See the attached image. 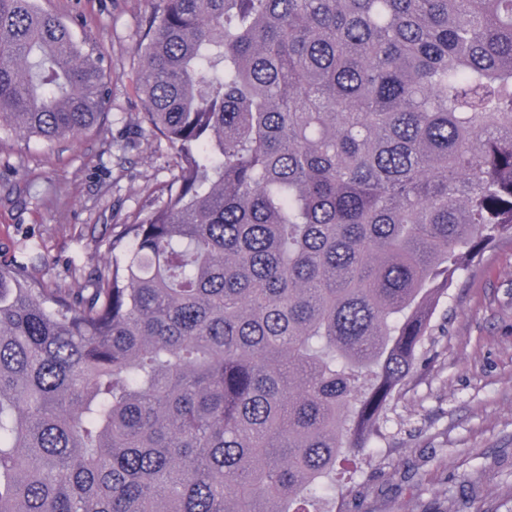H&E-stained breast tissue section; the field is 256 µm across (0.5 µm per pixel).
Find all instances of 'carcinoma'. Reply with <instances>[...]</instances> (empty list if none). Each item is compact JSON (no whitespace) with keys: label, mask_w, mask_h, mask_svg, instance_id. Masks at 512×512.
<instances>
[{"label":"carcinoma","mask_w":512,"mask_h":512,"mask_svg":"<svg viewBox=\"0 0 512 512\" xmlns=\"http://www.w3.org/2000/svg\"><path fill=\"white\" fill-rule=\"evenodd\" d=\"M165 200L77 291L0 263V512H331L512 236V0H158ZM104 58L0 0V133L99 125Z\"/></svg>","instance_id":"obj_1"}]
</instances>
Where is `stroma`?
<instances>
[{
    "label": "stroma",
    "mask_w": 512,
    "mask_h": 512,
    "mask_svg": "<svg viewBox=\"0 0 512 512\" xmlns=\"http://www.w3.org/2000/svg\"><path fill=\"white\" fill-rule=\"evenodd\" d=\"M105 59L100 126L48 145L0 137V262L46 285L80 288L111 258L115 224L166 197L175 154L141 131L133 72L155 0H42ZM433 336L358 458L350 512H512V238L504 237L437 304Z\"/></svg>",
    "instance_id": "35a3bbf8"
}]
</instances>
